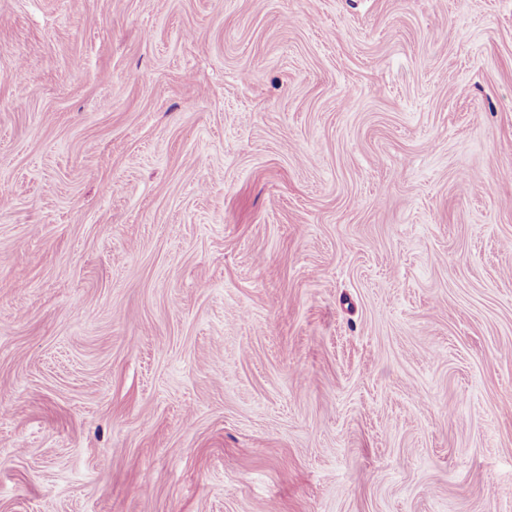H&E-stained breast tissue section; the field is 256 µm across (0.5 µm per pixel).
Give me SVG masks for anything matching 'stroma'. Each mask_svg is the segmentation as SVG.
Wrapping results in <instances>:
<instances>
[{
    "mask_svg": "<svg viewBox=\"0 0 512 512\" xmlns=\"http://www.w3.org/2000/svg\"><path fill=\"white\" fill-rule=\"evenodd\" d=\"M0 512H512V0H0Z\"/></svg>",
    "mask_w": 512,
    "mask_h": 512,
    "instance_id": "1",
    "label": "stroma"
}]
</instances>
